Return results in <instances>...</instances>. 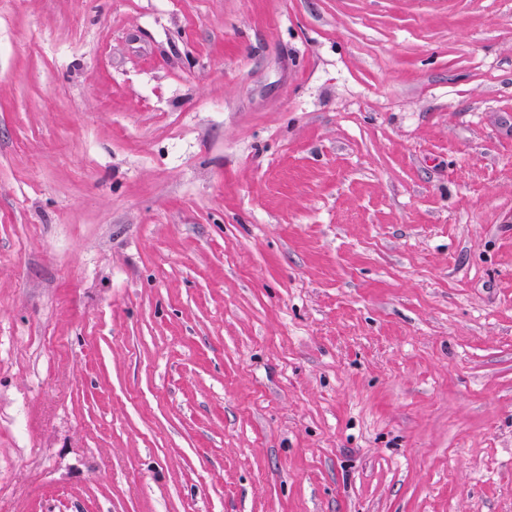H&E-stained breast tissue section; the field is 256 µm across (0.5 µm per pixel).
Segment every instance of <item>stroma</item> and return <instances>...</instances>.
<instances>
[{
  "mask_svg": "<svg viewBox=\"0 0 512 512\" xmlns=\"http://www.w3.org/2000/svg\"><path fill=\"white\" fill-rule=\"evenodd\" d=\"M0 512H512V0H0Z\"/></svg>",
  "mask_w": 512,
  "mask_h": 512,
  "instance_id": "1",
  "label": "stroma"
}]
</instances>
